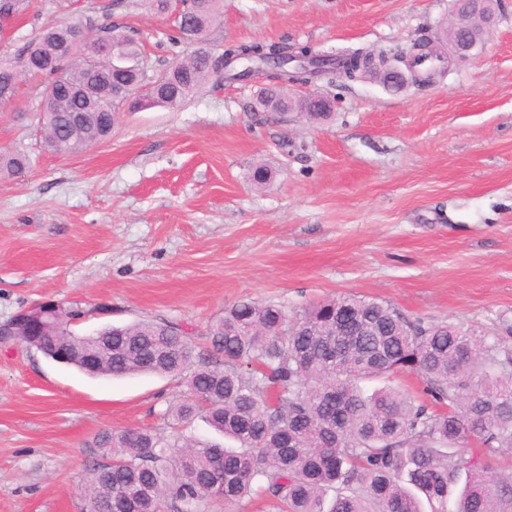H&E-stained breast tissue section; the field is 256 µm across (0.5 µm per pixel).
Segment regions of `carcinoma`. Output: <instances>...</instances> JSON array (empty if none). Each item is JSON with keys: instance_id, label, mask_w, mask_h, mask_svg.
<instances>
[{"instance_id": "1", "label": "carcinoma", "mask_w": 512, "mask_h": 512, "mask_svg": "<svg viewBox=\"0 0 512 512\" xmlns=\"http://www.w3.org/2000/svg\"><path fill=\"white\" fill-rule=\"evenodd\" d=\"M150 9H176L198 21L194 39L207 42L223 14V0H146ZM96 34L121 55L64 57L59 48L81 33ZM417 51L413 45L341 54L287 42L231 44L212 60L186 57L161 74L164 91L138 108H178L217 70L246 80L254 70L295 69L310 56L329 79L353 80L368 64ZM139 41L119 27L88 20L58 22L23 43L17 57L0 58V98H13L21 72L59 87L39 115L42 146L78 153L112 133L120 109L114 78L141 77ZM267 110H288L276 85ZM23 149L0 152V177L31 167ZM64 327L43 323L37 336L7 335L27 349L56 358L90 377L165 375L186 379L188 397L164 410L163 427L104 430L85 464L83 512H209L211 503L262 496L274 512H512V476L493 474L492 458L512 449V347L474 329L447 322L411 321L394 307L356 296L326 299L288 315L271 303L240 301L214 320L208 346L169 321L105 325L80 335L77 307L53 309ZM99 359L93 369L84 358ZM417 373L426 401L391 387L366 394L362 383ZM205 414L237 448L184 433ZM482 457L465 449L471 441Z\"/></svg>"}]
</instances>
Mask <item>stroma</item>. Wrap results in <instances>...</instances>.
I'll list each match as a JSON object with an SVG mask.
<instances>
[{
	"mask_svg": "<svg viewBox=\"0 0 512 512\" xmlns=\"http://www.w3.org/2000/svg\"><path fill=\"white\" fill-rule=\"evenodd\" d=\"M452 3L224 0L208 46L444 50ZM90 19L134 32L152 77L184 50L143 0H32L0 57ZM315 86L328 117L268 122L259 84L216 76L179 108L119 112L109 138L60 156L40 147L44 82L22 77L0 104V151L33 159L0 179V324L54 300L85 310L80 334L164 319L203 348L237 301L292 313L354 295L512 346V0L478 55L451 58L432 83ZM186 394L181 378L92 379L0 337V512H82L93 438L159 425Z\"/></svg>",
	"mask_w": 512,
	"mask_h": 512,
	"instance_id": "obj_1",
	"label": "stroma"
}]
</instances>
